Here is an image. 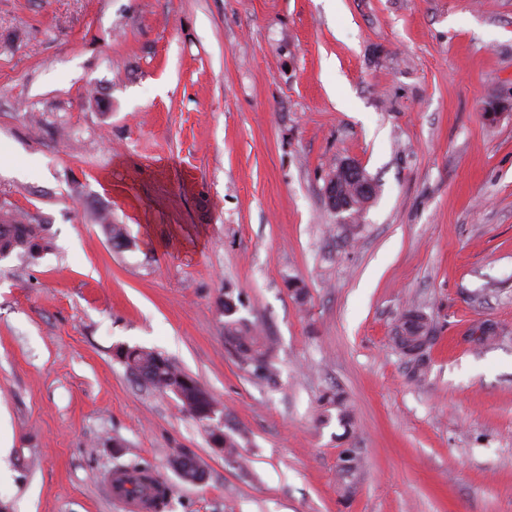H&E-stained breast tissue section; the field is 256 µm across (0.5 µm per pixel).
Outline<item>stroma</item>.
<instances>
[{"label":"stroma","mask_w":512,"mask_h":512,"mask_svg":"<svg viewBox=\"0 0 512 512\" xmlns=\"http://www.w3.org/2000/svg\"><path fill=\"white\" fill-rule=\"evenodd\" d=\"M0 140V213L46 240L0 260L10 512H121L104 479L135 458L163 512H512V0H0ZM344 160L379 184L352 223L324 198ZM228 288L276 383L227 351ZM121 344L206 388L237 456ZM393 335L399 354L411 365L415 374H421L428 350L436 339L435 325L421 308L409 306L400 314Z\"/></svg>","instance_id":"1"}]
</instances>
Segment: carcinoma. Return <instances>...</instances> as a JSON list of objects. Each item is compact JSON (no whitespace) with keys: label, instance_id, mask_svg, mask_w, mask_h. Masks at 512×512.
<instances>
[{"label":"carcinoma","instance_id":"1","mask_svg":"<svg viewBox=\"0 0 512 512\" xmlns=\"http://www.w3.org/2000/svg\"><path fill=\"white\" fill-rule=\"evenodd\" d=\"M332 178L336 180L339 192L356 204L354 211H362L369 198L360 194L357 184L339 166L333 170ZM37 238V229L32 224L14 218L6 223L0 221L1 246H10L14 250L25 249L32 246V241ZM236 308L232 292H224V345L255 377L271 383L276 378L273 339L264 335L263 329L243 319L232 318L230 311ZM435 339V325L421 308L409 306L402 311L393 330V342L414 373H422L428 350ZM125 366L135 380L155 390L171 393L176 386L182 388L184 399L180 400L181 406L195 420L198 419L199 401L212 406L219 405V401L198 383L191 390L183 388L184 380L190 378V375L157 351L139 347L125 362ZM339 461L338 472L344 480L353 477L362 466L361 457L348 448L341 451Z\"/></svg>","mask_w":512,"mask_h":512}]
</instances>
